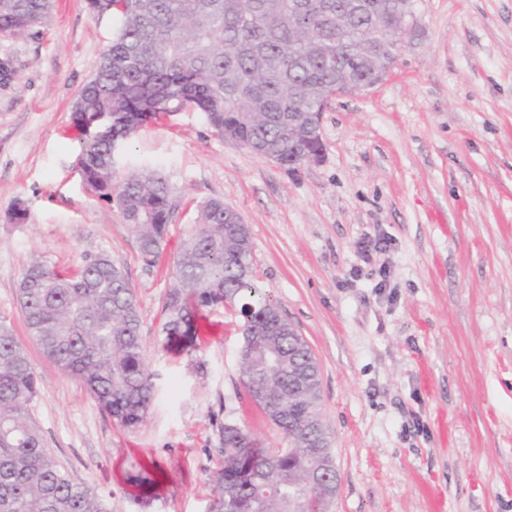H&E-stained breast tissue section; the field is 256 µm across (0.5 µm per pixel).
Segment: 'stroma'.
Returning <instances> with one entry per match:
<instances>
[{
	"label": "stroma",
	"mask_w": 512,
	"mask_h": 512,
	"mask_svg": "<svg viewBox=\"0 0 512 512\" xmlns=\"http://www.w3.org/2000/svg\"><path fill=\"white\" fill-rule=\"evenodd\" d=\"M111 39L89 0H53L34 34L0 35V317L26 339L17 283L33 257L69 271L109 251L154 374L147 419L127 431L29 346L33 415L60 465L111 512H204L221 423L287 447L243 397L239 312L211 310L195 352L162 347L173 256L216 197L249 224L256 279L318 361L332 512H512V0H415L391 75L323 113L320 164L287 170L191 109L143 124L117 168L162 169L175 189L153 265L78 171L73 104ZM375 237L387 250L360 254ZM152 462L158 485L136 498Z\"/></svg>",
	"instance_id": "35a3bbf8"
}]
</instances>
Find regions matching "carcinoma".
Returning <instances> with one entry per match:
<instances>
[{"instance_id": "obj_1", "label": "carcinoma", "mask_w": 512, "mask_h": 512, "mask_svg": "<svg viewBox=\"0 0 512 512\" xmlns=\"http://www.w3.org/2000/svg\"><path fill=\"white\" fill-rule=\"evenodd\" d=\"M112 0L115 30L95 77L73 108L80 131V177L115 203L147 263L163 250L174 208L159 169L117 173L113 148L159 114L193 109L225 138L255 154L273 153L293 171L322 145L288 144V113L317 112L338 84L359 81L378 63L361 47L364 33L399 27L397 0ZM50 0H0V34H26ZM345 49L341 69L327 62ZM229 205L210 198L174 258L175 285L163 310L164 347L197 348L205 312L239 305L243 345L239 379L248 399L288 437L271 450L232 420L219 428V468L206 512H330V485L313 479L304 443L330 441L319 409L312 350L285 320L252 269L249 225L227 222ZM29 338L43 356L81 380L103 411L127 429L147 418L155 385L143 353L141 316L112 254L87 251L63 273L34 258L17 288ZM37 378L25 345L0 318V512H110L108 501L74 481L45 447L32 415Z\"/></svg>"}]
</instances>
